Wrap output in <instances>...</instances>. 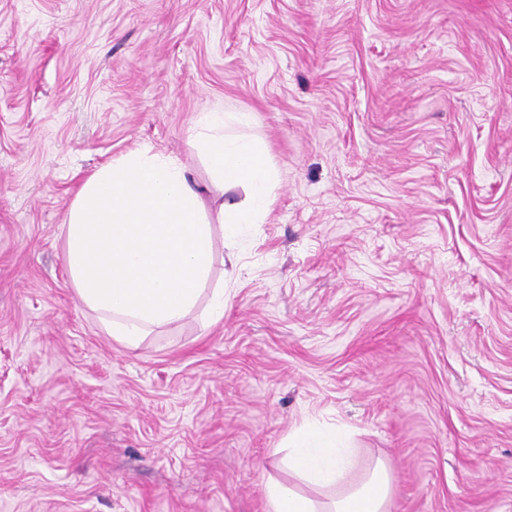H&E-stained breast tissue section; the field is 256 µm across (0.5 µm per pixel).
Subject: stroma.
I'll return each mask as SVG.
<instances>
[{
  "label": "stroma",
  "instance_id": "35a3bbf8",
  "mask_svg": "<svg viewBox=\"0 0 512 512\" xmlns=\"http://www.w3.org/2000/svg\"><path fill=\"white\" fill-rule=\"evenodd\" d=\"M207 112L274 201L126 346L66 212L143 147L218 198ZM306 424L390 512H512V0H0V512H266Z\"/></svg>",
  "mask_w": 512,
  "mask_h": 512
}]
</instances>
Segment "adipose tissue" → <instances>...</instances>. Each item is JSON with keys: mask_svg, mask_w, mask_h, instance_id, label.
Masks as SVG:
<instances>
[{"mask_svg": "<svg viewBox=\"0 0 512 512\" xmlns=\"http://www.w3.org/2000/svg\"><path fill=\"white\" fill-rule=\"evenodd\" d=\"M223 191H242L209 216L201 188L176 158L141 148L98 168L71 203L65 232L69 275L82 302L117 341L138 345L151 329L189 316L211 273L212 226L236 237L261 223L273 202L265 145L227 135L224 120H200L193 135ZM288 468L304 484L330 489L319 502L270 481L269 512H387L391 476L384 462L351 479L353 453L333 429L310 428L288 442Z\"/></svg>", "mask_w": 512, "mask_h": 512, "instance_id": "ef3b65f1", "label": "adipose tissue"}]
</instances>
